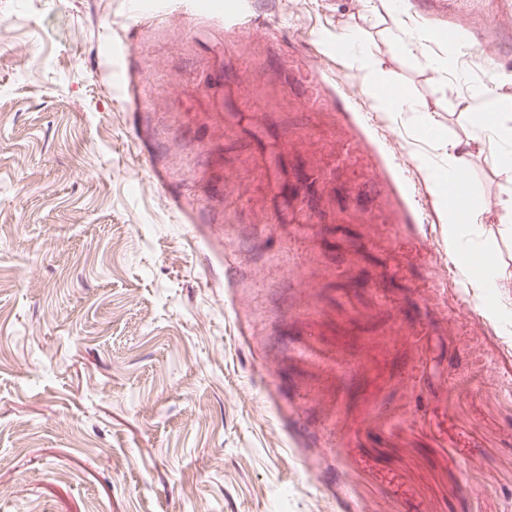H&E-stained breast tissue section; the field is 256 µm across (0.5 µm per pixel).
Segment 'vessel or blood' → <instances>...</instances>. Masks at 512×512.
Here are the masks:
<instances>
[{"label":"vessel or blood","instance_id":"1","mask_svg":"<svg viewBox=\"0 0 512 512\" xmlns=\"http://www.w3.org/2000/svg\"><path fill=\"white\" fill-rule=\"evenodd\" d=\"M447 5L448 33L469 39L474 34L467 0H438ZM244 85L230 105L231 111L253 114L274 112L285 107L292 112L325 113L327 124H312L289 129L285 144L273 147L265 156L262 171L278 168L285 150L304 139L332 137L334 148L326 162L294 173V193L285 207L289 238H310L323 215L321 189L345 183L348 203L337 209L341 224H416L420 210L418 195L410 181V166L405 156L393 147L390 135L377 115L366 105L365 91L351 88L338 71L299 46H289L288 65L266 63L261 80L250 71L240 74ZM447 190L448 203L462 212L473 206L467 169H460L447 187L431 185V193Z\"/></svg>","mask_w":512,"mask_h":512}]
</instances>
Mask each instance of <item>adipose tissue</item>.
I'll list each match as a JSON object with an SVG mask.
<instances>
[{
    "instance_id": "1",
    "label": "adipose tissue",
    "mask_w": 512,
    "mask_h": 512,
    "mask_svg": "<svg viewBox=\"0 0 512 512\" xmlns=\"http://www.w3.org/2000/svg\"><path fill=\"white\" fill-rule=\"evenodd\" d=\"M362 68L365 72L366 85L373 91L372 99L377 110L391 115H412L420 133L426 134L436 127L432 114L427 112L416 101L408 96L395 93L377 85L374 74L375 50L372 46H357ZM482 102V113L488 122L483 125L479 135L473 140H446L442 143L443 163L439 170L433 171V180L441 185L452 179L460 166L470 154L472 146L487 148L492 154L497 168L506 180H512V152L506 151L505 146L512 142V124L502 118L500 102L489 95L488 91H479Z\"/></svg>"
}]
</instances>
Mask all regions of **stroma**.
<instances>
[{
  "label": "stroma",
  "instance_id": "35a3bbf8",
  "mask_svg": "<svg viewBox=\"0 0 512 512\" xmlns=\"http://www.w3.org/2000/svg\"><path fill=\"white\" fill-rule=\"evenodd\" d=\"M197 2L163 18L0 0V512H512V323L492 312L512 296L462 290L437 197L419 252L394 249L393 224L325 223L290 253L257 173L299 117L234 130L224 110L231 42L320 54L341 30L435 115L425 136L407 115L387 124L439 163L441 139L477 134L476 89L512 105V83L490 79L512 73V13L475 0L497 59L438 73L396 41L444 14ZM237 5L257 30H225ZM469 178L476 196L512 195L476 147ZM469 249L512 276V223L489 213Z\"/></svg>",
  "mask_w": 512,
  "mask_h": 512
}]
</instances>
